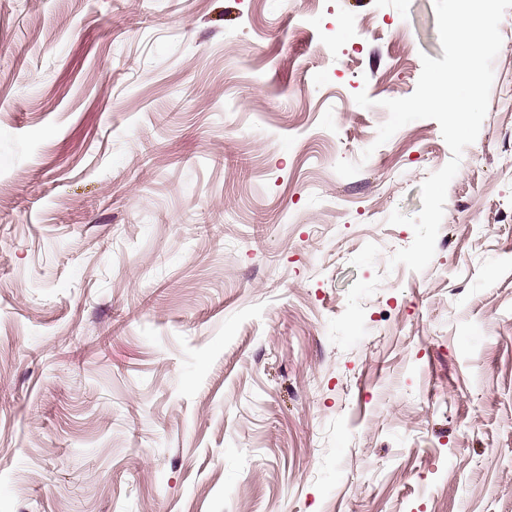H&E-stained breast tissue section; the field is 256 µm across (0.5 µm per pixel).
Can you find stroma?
<instances>
[{
	"instance_id": "obj_1",
	"label": "stroma",
	"mask_w": 512,
	"mask_h": 512,
	"mask_svg": "<svg viewBox=\"0 0 512 512\" xmlns=\"http://www.w3.org/2000/svg\"><path fill=\"white\" fill-rule=\"evenodd\" d=\"M425 55L434 0H0V512H512V98L388 268Z\"/></svg>"
}]
</instances>
